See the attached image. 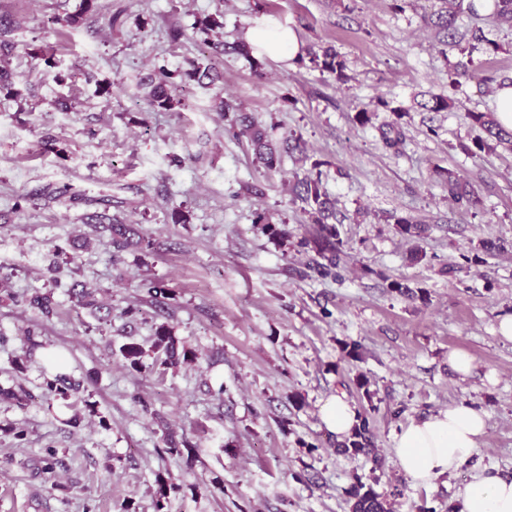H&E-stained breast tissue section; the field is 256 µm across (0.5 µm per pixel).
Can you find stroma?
Segmentation results:
<instances>
[{"instance_id":"35a3bbf8","label":"stroma","mask_w":512,"mask_h":512,"mask_svg":"<svg viewBox=\"0 0 512 512\" xmlns=\"http://www.w3.org/2000/svg\"><path fill=\"white\" fill-rule=\"evenodd\" d=\"M80 5L0 0L17 25L20 92L0 93V386L34 395L22 410L0 401V423L28 428L21 447L0 432V512H350L356 474L391 494L393 512H458L472 475L511 478L512 342L497 327L512 314V147H464L480 133L470 113L493 110L497 85L512 79V27L467 12L456 45H444L430 21L440 0H96L66 26ZM211 14L222 15L230 42L259 16L287 23L304 45L334 46L344 76L305 56L253 64L215 55L193 37ZM478 27L488 42L472 51ZM36 47L54 56L62 80ZM197 63L216 65L221 79L186 82L178 111L149 106L146 85L159 70ZM459 63L469 72L449 87ZM433 94L453 108L420 109ZM222 98L299 136L301 152L262 167L247 139L225 134ZM364 110L365 125L356 119ZM393 123L402 142L390 148L381 132ZM317 169L342 218L337 277L317 273V253L300 247L314 226L289 192L295 175ZM441 170L470 176L481 205L457 209ZM64 185L81 201L39 199ZM101 211L150 248L115 251L87 224ZM262 212L288 239L262 232ZM392 213L429 225L422 261H409L410 241L385 221ZM487 239L505 251L488 254ZM74 280L95 289L97 308L60 291L49 316L23 302ZM151 281L167 285L164 307L150 302ZM394 281L414 297L392 292ZM162 324L195 362L155 363ZM26 327L60 354L64 372L98 371L88 389L98 413L80 427L48 410L41 362L14 370ZM128 342L146 348L144 370L120 356ZM354 343L356 359L346 354ZM454 350L473 357L470 375L449 365ZM333 395L374 409L381 468L337 453L320 418ZM462 402L486 415L480 447L452 475L413 485L396 436ZM168 431L187 440L188 458L165 453ZM48 447L58 451L54 488L34 469ZM161 480L179 489L160 503Z\"/></svg>"}]
</instances>
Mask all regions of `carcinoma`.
Masks as SVG:
<instances>
[{"label":"carcinoma","instance_id":"carcinoma-1","mask_svg":"<svg viewBox=\"0 0 512 512\" xmlns=\"http://www.w3.org/2000/svg\"><path fill=\"white\" fill-rule=\"evenodd\" d=\"M441 2L443 7L436 14L434 26L449 32L455 29L457 19L463 13L462 0H441ZM493 6L492 15L496 21L512 23V0H493ZM221 28L223 23L212 17L202 21L195 30L202 43L210 46L216 53L251 58V49L245 41L229 43L219 40L218 34ZM9 33H11L10 26L0 17V92L4 91L8 95L17 96L19 92L13 90V81L8 70V59L14 47L12 40L8 39ZM310 62L320 71L334 74L338 79L343 76L344 62L332 46L321 47L311 52ZM185 78H192L199 83L206 79L213 84L221 78V75L212 66L202 68L196 65L192 71L184 74H174L162 69L159 72L158 81L152 84L148 93L149 104L165 111L181 106L180 92ZM221 111L224 112V120L228 122L226 131L234 138H247L255 146L257 162L268 170L279 167L284 155L302 151L300 138L292 135L276 138L275 126L263 127L256 124L245 111L227 99L222 102ZM469 117L488 137L500 144L512 145V131L503 129L491 113L471 112ZM444 187L448 192V198L460 209L469 210L480 203L473 185L464 175L445 172ZM293 192L297 200L309 207L308 213L312 217V223L317 225L316 235L310 241H303L302 245H314L316 253L326 260V263L318 265V271L323 275H329L332 270L339 267L343 246L337 229V224L341 223V220L337 218L335 205L323 186L319 173L297 180ZM91 220L110 233L111 244L117 250L122 251L141 245V240L135 238V235L131 234L125 224L118 219L99 213L91 216ZM387 220L396 224L399 234L413 240L420 239L424 231V228L410 217L390 215ZM67 295L80 306L97 307L92 292L80 282L73 283L67 289ZM25 302L30 308L46 316L50 315L56 307L51 291L36 290L25 299ZM22 341L23 353L13 362L14 369L18 372L25 371L36 350L44 347L43 342L37 340L36 334L31 330L24 331ZM153 350L164 355L162 364L166 366L173 367L182 360L189 361L188 352L178 353V341L166 324L156 327ZM120 353L132 369L140 371L145 368L143 363L145 351L139 344L125 343L120 347ZM44 386L51 400L48 408H53V403L56 402L70 409L73 407L70 399L79 389L80 383L66 374L57 373L46 375ZM28 398V392L22 388L19 390L0 388V400L10 402L21 410L26 407ZM373 427L374 418L370 412L358 413L357 423L345 440L337 444V451L352 456L362 455L371 459L374 464H379L378 450L373 448L371 441ZM56 456L57 449L48 447L45 449L44 456L35 465L38 476L52 487L57 485ZM348 497L352 501L351 512H389L386 508L385 496L378 493L372 485L364 482L363 477L357 474L353 475V482L348 488Z\"/></svg>","mask_w":512,"mask_h":512}]
</instances>
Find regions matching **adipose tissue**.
<instances>
[{
  "label": "adipose tissue",
  "instance_id": "1",
  "mask_svg": "<svg viewBox=\"0 0 512 512\" xmlns=\"http://www.w3.org/2000/svg\"><path fill=\"white\" fill-rule=\"evenodd\" d=\"M244 39L261 58L291 60L302 52L290 26L264 16L250 22ZM485 430L483 413L461 403L410 423L397 436L394 454L411 482L426 487L465 464L479 448ZM460 501V512H512V478L479 475L461 491Z\"/></svg>",
  "mask_w": 512,
  "mask_h": 512
}]
</instances>
